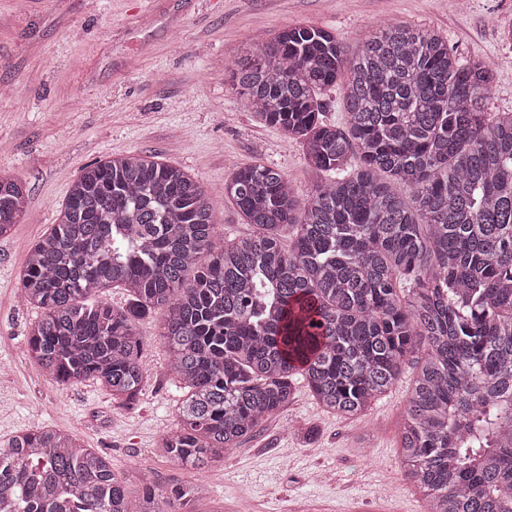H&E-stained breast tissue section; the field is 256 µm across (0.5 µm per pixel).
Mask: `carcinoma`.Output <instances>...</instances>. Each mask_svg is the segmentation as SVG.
I'll list each match as a JSON object with an SVG mask.
<instances>
[{
  "instance_id": "cac0c4a2",
  "label": "carcinoma",
  "mask_w": 512,
  "mask_h": 512,
  "mask_svg": "<svg viewBox=\"0 0 512 512\" xmlns=\"http://www.w3.org/2000/svg\"><path fill=\"white\" fill-rule=\"evenodd\" d=\"M337 85L342 126L319 100ZM231 86L329 179L302 199L278 169L238 167L224 193L256 231L226 241L182 168L138 154L83 167L19 274L42 310L25 355L129 407L146 377L137 324L162 311L183 395L159 448L197 470L284 408L296 376L323 411L359 419L414 358L400 453L428 512H512V112H487L492 65L400 22L352 58L295 25L254 42ZM27 200L0 172V236ZM111 288L125 305L101 300ZM141 482L132 508L110 459L51 426L0 441V512H195L206 496Z\"/></svg>"
}]
</instances>
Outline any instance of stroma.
<instances>
[{
  "label": "stroma",
  "mask_w": 512,
  "mask_h": 512,
  "mask_svg": "<svg viewBox=\"0 0 512 512\" xmlns=\"http://www.w3.org/2000/svg\"><path fill=\"white\" fill-rule=\"evenodd\" d=\"M393 21L439 33L463 58L496 71L492 112H512V0H0V170L28 204L0 238V440L46 423L104 452L137 499L139 477L201 481L221 512H425L399 453L413 368L361 419L324 412L304 381L282 410L206 472L164 457L162 434L182 395L160 339L162 320L140 321L148 377L132 407L99 385H63L25 353L38 309L17 301L18 274L50 230L72 182L92 162L140 154L181 167L213 201L217 235L254 232L225 195L234 165L278 169L299 195L324 181L301 145L259 120L228 74L255 36L307 24L355 55L373 27Z\"/></svg>",
  "instance_id": "1"
}]
</instances>
